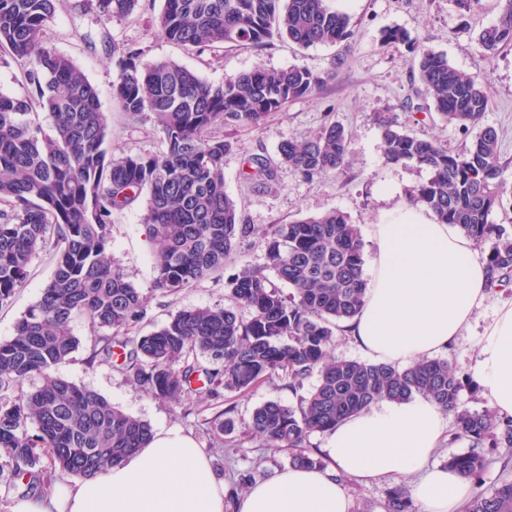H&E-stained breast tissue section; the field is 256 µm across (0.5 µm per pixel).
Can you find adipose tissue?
Segmentation results:
<instances>
[{
	"mask_svg": "<svg viewBox=\"0 0 512 512\" xmlns=\"http://www.w3.org/2000/svg\"><path fill=\"white\" fill-rule=\"evenodd\" d=\"M373 233V278L351 338L368 358L398 367L446 351L490 296L475 245L408 204ZM476 374L490 407L512 415V304L485 327ZM447 429L434 402H379L330 431L327 468L287 467L232 502L195 440L162 429L122 464L15 499L11 512H350L344 476L363 484L410 476L423 512H462L470 480L430 463Z\"/></svg>",
	"mask_w": 512,
	"mask_h": 512,
	"instance_id": "1",
	"label": "adipose tissue"
}]
</instances>
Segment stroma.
I'll use <instances>...</instances> for the list:
<instances>
[{
    "mask_svg": "<svg viewBox=\"0 0 512 512\" xmlns=\"http://www.w3.org/2000/svg\"><path fill=\"white\" fill-rule=\"evenodd\" d=\"M161 6V0H140L135 14L112 20L104 28L96 22L90 0H60L45 29L46 44L70 57L96 87L112 129L111 148L119 153H156L161 151L162 144L152 122L129 121L113 101L115 70L104 38L145 49L149 58L175 62L215 85L223 83L225 76L249 71L258 64L270 69L296 65L320 72L338 52L333 45L302 48L282 37L260 50L234 46L200 53L169 41L158 32L153 18ZM333 6L350 15L354 41L353 49L336 69L335 81L322 93L291 102L282 111L272 113L261 127L225 129L232 149L224 157V189L236 202L246 223L257 227L332 210L347 213L361 229L364 268L369 271L378 251L373 225L405 202L412 187L430 177L427 169L412 163L385 164L382 133L376 121L378 112L393 109L398 123L407 131L447 143L452 149H461L475 136L474 130L447 124L434 108L425 106L412 54L402 46H380L381 31L393 26L405 29L428 48L446 54L453 67L483 84L489 98L484 122L499 133L503 177L511 183L512 49L486 61L475 40L479 29L496 20L499 0H474L470 12L464 15L449 0H334ZM332 121L342 124L350 135L348 161L337 174L305 180L281 165L276 169L272 187L261 188L244 178L248 158H276L282 141L306 140ZM142 215L143 208L138 205L112 216V258L127 280L147 298L146 316L130 326L129 335L142 336L157 330L182 309L227 307V274L245 264L264 263L260 240L252 235L240 240L224 274L173 295L163 293L154 287V265ZM53 264V252L49 249L33 258L24 286L6 306L0 307V341L13 336L18 319L40 299ZM511 303L512 290L491 294L457 343L445 352V359L461 373L474 375L484 327L497 306ZM71 331L79 346L66 362L54 368V375L96 391L126 413L148 423L151 429L176 427L190 434L225 487H232L238 474L245 471H256L265 478L287 467V452L268 447L251 436L248 422L253 410L267 400L297 405L317 384V377H310L303 386L292 389L285 380L272 376L245 391L224 392L216 398L192 393L175 404L133 383L121 359L92 362L94 340L87 317H75ZM225 409L231 410L236 421V430L230 435L217 434L212 424L216 413ZM74 481V476L56 472L30 484L28 476L17 475L10 457L0 451V512H10L14 498L25 495L29 487L44 491L55 484Z\"/></svg>",
    "mask_w": 512,
    "mask_h": 512,
    "instance_id": "stroma-1",
    "label": "stroma"
}]
</instances>
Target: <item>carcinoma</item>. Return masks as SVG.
I'll list each match as a JSON object with an SVG mask.
<instances>
[{
	"mask_svg": "<svg viewBox=\"0 0 512 512\" xmlns=\"http://www.w3.org/2000/svg\"><path fill=\"white\" fill-rule=\"evenodd\" d=\"M58 0H0V57L25 67L27 97L0 94V305L28 277L33 257L50 246L54 268L41 299L18 320L14 336L0 342V387L43 375V384L0 403V449L17 469L47 467L88 476L117 465L145 447L149 426L51 370L78 347L70 322L88 317L94 328L92 358L112 361L121 349L132 379L154 395L177 403L194 389L207 397L219 389L241 391L279 375L295 388L318 374V383L296 406L271 399L257 407L250 430L272 448L288 452L300 467L327 466L306 447L315 432L383 400L416 397L454 416L446 465L478 483L487 467L486 448L512 453V416L491 408L472 410L462 401L463 378L446 359H421L399 368L331 355L336 330L360 312L368 291L364 242L358 225L331 211L259 230L244 223L224 191V155L231 143L217 130L226 125L261 126L291 101L320 91L335 79L289 66L261 65L212 85L173 62L152 61L143 49L112 46L116 70L112 98L135 121L151 120L165 150L117 156L109 147L107 118L84 72L44 41ZM494 23L476 42L493 58L512 46V0H500ZM139 0H93L104 26L133 14ZM170 41L188 49L251 46L275 35L301 47L343 45L351 50L350 17L328 0H163L154 20ZM383 46L405 45L414 54L422 95L448 124L480 128L461 151L401 129L391 111L377 115L388 165L414 163L429 170L408 202L422 205L438 224H452L475 247L491 243L484 262L488 287H512V224L490 215L512 206L504 178L499 137L482 125L488 110L484 87L455 69L446 55L420 48L400 28L381 32ZM50 129L36 121L38 111ZM349 133L337 122L303 141L286 140L280 163L309 179L345 166ZM249 179L268 188L275 167L264 156L248 162ZM145 203L143 226L154 260V287L177 292L224 272L238 240L258 235L261 267L244 266L226 281L231 305L180 310L158 330L139 337L120 333L145 314L142 293L109 254L112 214ZM291 288L285 295L268 276ZM214 368L198 364L197 354ZM34 422L36 433L27 430ZM384 512H416L403 486L388 490ZM466 512H512V482L477 494Z\"/></svg>",
	"mask_w": 512,
	"mask_h": 512,
	"instance_id": "cac0c4a2",
	"label": "carcinoma"
}]
</instances>
